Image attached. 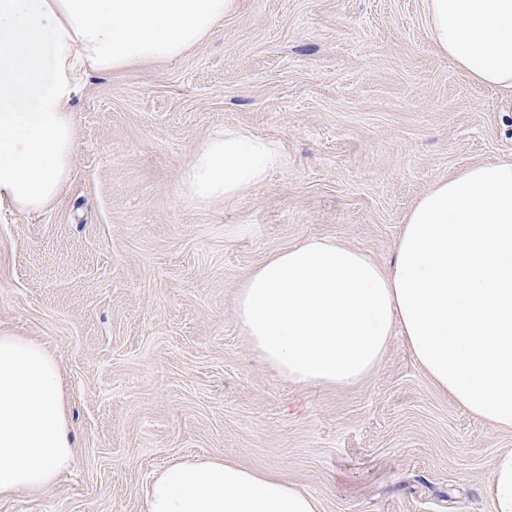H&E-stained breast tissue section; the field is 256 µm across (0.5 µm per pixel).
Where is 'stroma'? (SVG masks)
<instances>
[{"instance_id": "35a3bbf8", "label": "stroma", "mask_w": 512, "mask_h": 512, "mask_svg": "<svg viewBox=\"0 0 512 512\" xmlns=\"http://www.w3.org/2000/svg\"><path fill=\"white\" fill-rule=\"evenodd\" d=\"M70 176L49 208L0 203V332L55 357L78 454L0 512H145L180 456L277 475L319 512H493L512 448L395 338L346 388L296 385L251 348L241 279L329 238L393 257L437 179L512 158V106L434 45L425 0H241L169 63L80 76ZM232 128L283 167L234 201H193L196 149ZM490 492L494 512H512V449L504 450L496 456Z\"/></svg>"}]
</instances>
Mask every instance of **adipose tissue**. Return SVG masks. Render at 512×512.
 <instances>
[{
	"instance_id": "obj_1",
	"label": "adipose tissue",
	"mask_w": 512,
	"mask_h": 512,
	"mask_svg": "<svg viewBox=\"0 0 512 512\" xmlns=\"http://www.w3.org/2000/svg\"><path fill=\"white\" fill-rule=\"evenodd\" d=\"M241 0H0V203L53 204L76 136L75 79L178 58ZM432 39L472 81L512 94V0H425ZM273 142L228 129L184 181L202 204L232 201L285 163ZM237 319L285 380L349 387L394 337L471 416L512 430V159L437 179L408 210L392 262L305 239L241 280ZM77 452L54 356L0 333V499L52 484ZM145 512H319L277 476L221 457H181L153 478Z\"/></svg>"
}]
</instances>
